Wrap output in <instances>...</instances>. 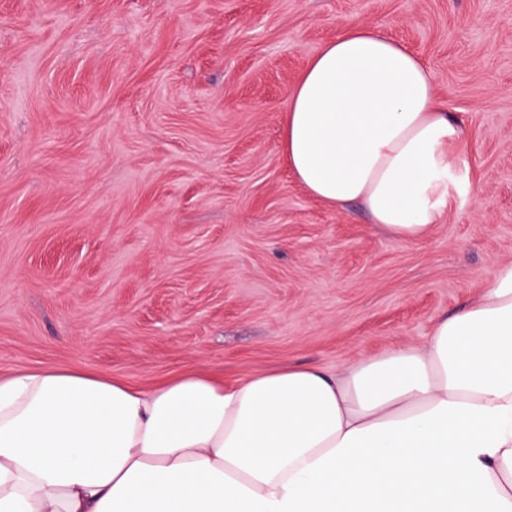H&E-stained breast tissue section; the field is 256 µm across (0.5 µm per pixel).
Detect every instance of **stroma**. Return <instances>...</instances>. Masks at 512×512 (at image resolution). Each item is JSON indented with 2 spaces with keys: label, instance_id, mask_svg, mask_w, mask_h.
<instances>
[{
  "label": "stroma",
  "instance_id": "obj_1",
  "mask_svg": "<svg viewBox=\"0 0 512 512\" xmlns=\"http://www.w3.org/2000/svg\"><path fill=\"white\" fill-rule=\"evenodd\" d=\"M348 24L437 77L448 207L402 243L311 198L286 97ZM512 263V0H0V377L327 372Z\"/></svg>",
  "mask_w": 512,
  "mask_h": 512
}]
</instances>
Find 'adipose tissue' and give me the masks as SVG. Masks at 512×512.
<instances>
[{
    "label": "adipose tissue",
    "mask_w": 512,
    "mask_h": 512,
    "mask_svg": "<svg viewBox=\"0 0 512 512\" xmlns=\"http://www.w3.org/2000/svg\"><path fill=\"white\" fill-rule=\"evenodd\" d=\"M435 86L406 45L346 26L287 96L289 168L424 239L462 139ZM0 512H512V264L421 344L335 373L0 378Z\"/></svg>",
    "instance_id": "1"
}]
</instances>
